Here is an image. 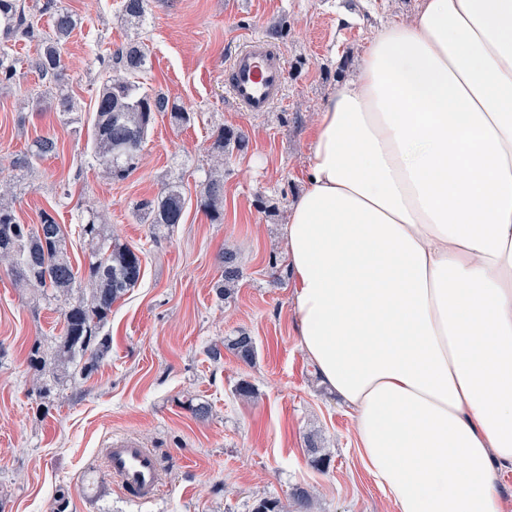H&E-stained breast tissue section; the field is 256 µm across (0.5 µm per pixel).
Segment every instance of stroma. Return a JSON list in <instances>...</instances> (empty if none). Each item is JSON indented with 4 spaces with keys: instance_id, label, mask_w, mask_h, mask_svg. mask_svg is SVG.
I'll use <instances>...</instances> for the list:
<instances>
[{
    "instance_id": "stroma-1",
    "label": "stroma",
    "mask_w": 512,
    "mask_h": 512,
    "mask_svg": "<svg viewBox=\"0 0 512 512\" xmlns=\"http://www.w3.org/2000/svg\"><path fill=\"white\" fill-rule=\"evenodd\" d=\"M64 3L78 17L62 54L79 112L65 123L50 103L34 106L43 88L29 65L37 46L17 43L21 77L0 83V175L22 223L55 211L74 264L85 258L78 207L90 204L139 252L142 272L104 328L109 358L43 404L27 358L34 341L58 335L61 310L14 288L0 268V512H251L260 497L290 504L298 486L312 493L310 512H392L355 451L352 415L298 345L284 226L305 184L317 112L375 30L408 20L418 0H147L137 25L123 18L121 0ZM253 37L288 62L283 100L261 114L241 111L224 87L226 63ZM131 41L149 52L141 86L193 119L177 128L158 117L138 169L113 182L90 157L88 116L109 74L104 58ZM220 126L244 132L248 146L224 159V210L214 222L196 200ZM46 135L57 153L17 175L14 160ZM173 177L189 200L182 223L157 231L138 223L135 203ZM228 251L242 276L222 299ZM241 331L256 339L253 365L229 351L217 362L208 357L211 345ZM244 381L252 398L237 393ZM190 400L209 404L208 420L193 417ZM116 434L162 456L155 500L135 501L105 475L103 448ZM313 434L330 455L322 470L305 449Z\"/></svg>"
}]
</instances>
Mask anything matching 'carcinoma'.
<instances>
[{
  "mask_svg": "<svg viewBox=\"0 0 512 512\" xmlns=\"http://www.w3.org/2000/svg\"><path fill=\"white\" fill-rule=\"evenodd\" d=\"M146 0H123L122 12L130 22L140 20ZM49 15L51 24L45 30L37 16L28 10L25 0H0V81L10 82L17 75L18 58L14 42L25 40L37 45L31 67L48 82L44 94L56 101L59 116L71 118L75 102L63 84L65 63L62 47L78 24L76 15L62 0H44L39 8ZM147 54L139 42H129L112 54V71L98 90L95 110L91 116V156L114 181L125 180L136 169L141 151L157 117L169 115L172 125L191 123V114L162 93L150 92L135 81L146 70ZM247 147L241 131L219 128L214 133L213 149L216 163H224V154ZM57 151V141L42 136L33 141L26 153L14 162L20 171ZM0 187V266L5 264L18 288L39 292V297L63 304V327L56 338L55 350L47 355L41 342L35 341L28 356V365L42 380L38 396L48 399L54 390L81 375L90 376L112 350L111 338L103 332L112 317V307L137 285L141 275V257L112 234V225L102 215L87 207L82 211L81 236L88 251V262L75 267L61 224L49 210L39 214V223L23 224L12 203L5 200ZM187 197L177 180L165 185L163 191L150 199L136 202L134 213L141 224L154 229L172 228L181 223ZM197 205L216 221L224 209V178L212 175L205 181ZM241 276L237 256L224 253L223 296ZM224 347L244 363L255 360L257 347L252 336L241 333ZM295 512H308L312 495L297 487L291 493Z\"/></svg>",
  "mask_w": 512,
  "mask_h": 512,
  "instance_id": "carcinoma-1",
  "label": "carcinoma"
}]
</instances>
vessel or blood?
<instances>
[{"label":"vessel or blood","mask_w":512,"mask_h":512,"mask_svg":"<svg viewBox=\"0 0 512 512\" xmlns=\"http://www.w3.org/2000/svg\"><path fill=\"white\" fill-rule=\"evenodd\" d=\"M287 80L286 60L279 49L261 37L251 38L232 59L228 87L246 112H268L282 99ZM105 473L117 479L134 498L159 494L163 468L153 449L132 436H112L105 445Z\"/></svg>","instance_id":"b4317fda"}]
</instances>
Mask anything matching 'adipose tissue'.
<instances>
[{"label":"adipose tissue","instance_id":"adipose-tissue-1","mask_svg":"<svg viewBox=\"0 0 512 512\" xmlns=\"http://www.w3.org/2000/svg\"><path fill=\"white\" fill-rule=\"evenodd\" d=\"M301 350L393 512H512V0H419L316 115Z\"/></svg>","mask_w":512,"mask_h":512}]
</instances>
